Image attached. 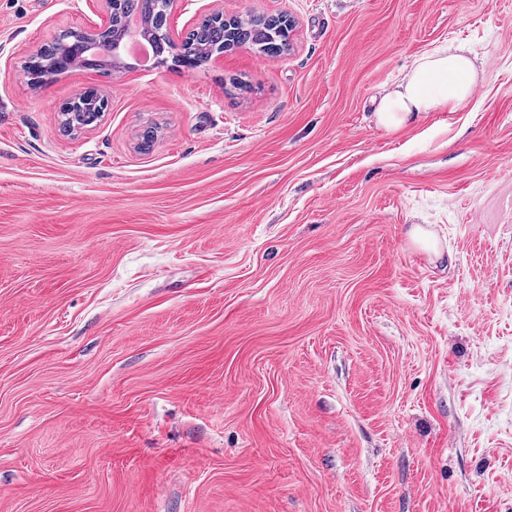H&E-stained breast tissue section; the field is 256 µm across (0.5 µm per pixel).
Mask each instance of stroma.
Returning a JSON list of instances; mask_svg holds the SVG:
<instances>
[{
    "label": "stroma",
    "mask_w": 512,
    "mask_h": 512,
    "mask_svg": "<svg viewBox=\"0 0 512 512\" xmlns=\"http://www.w3.org/2000/svg\"><path fill=\"white\" fill-rule=\"evenodd\" d=\"M219 8L288 13L289 50L35 87L103 4L0 0V512H512V0H184L168 32ZM446 41L471 100L378 128Z\"/></svg>",
    "instance_id": "stroma-1"
}]
</instances>
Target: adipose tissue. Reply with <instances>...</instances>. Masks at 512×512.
<instances>
[{
	"instance_id": "ef3b65f1",
	"label": "adipose tissue",
	"mask_w": 512,
	"mask_h": 512,
	"mask_svg": "<svg viewBox=\"0 0 512 512\" xmlns=\"http://www.w3.org/2000/svg\"><path fill=\"white\" fill-rule=\"evenodd\" d=\"M476 56L462 42H445L419 56L385 95L378 126L396 132L428 112L452 110L469 101L477 80Z\"/></svg>"
}]
</instances>
